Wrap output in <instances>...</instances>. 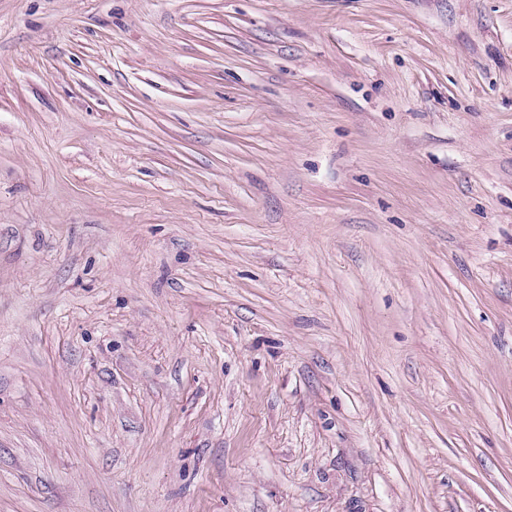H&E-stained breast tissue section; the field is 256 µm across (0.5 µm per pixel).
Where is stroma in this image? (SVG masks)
Masks as SVG:
<instances>
[{
  "instance_id": "obj_1",
  "label": "stroma",
  "mask_w": 512,
  "mask_h": 512,
  "mask_svg": "<svg viewBox=\"0 0 512 512\" xmlns=\"http://www.w3.org/2000/svg\"><path fill=\"white\" fill-rule=\"evenodd\" d=\"M0 512H512V0H0Z\"/></svg>"
}]
</instances>
